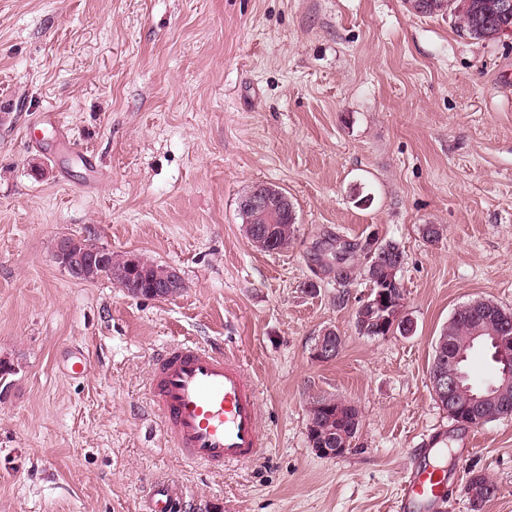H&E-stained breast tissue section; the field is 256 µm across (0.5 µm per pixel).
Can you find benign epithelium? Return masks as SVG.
<instances>
[{
    "instance_id": "obj_1",
    "label": "benign epithelium",
    "mask_w": 512,
    "mask_h": 512,
    "mask_svg": "<svg viewBox=\"0 0 512 512\" xmlns=\"http://www.w3.org/2000/svg\"><path fill=\"white\" fill-rule=\"evenodd\" d=\"M247 208L264 212L286 211L292 207L288 195L278 192L267 184L253 187L246 199ZM108 255V248L104 247L97 252L83 257L74 251V244L67 238L60 241L54 262L62 268L72 279L83 281L103 263ZM128 275L137 278L138 282L150 284L149 296L155 299H164L171 296L182 287V275L176 268H171L168 274L160 279L146 277L142 271L138 256L128 255ZM404 305V301L396 298L388 288L369 290L361 299L360 310H370L373 313L388 312V315L379 319V329H388L395 334L398 325L397 312ZM488 345L494 350L502 367L493 383L482 389H475L466 382V377L459 371H448L444 359L436 357L430 385L437 401H444L464 413L472 423H483L488 419L485 410L497 405L504 412H512V399L509 390L512 389V326L507 324L494 330L478 325L476 335L471 337L470 347ZM340 351V339L324 331L315 339L312 347V358L325 363L336 358ZM314 452L323 458H337L347 452L345 444L336 442V436L329 432L324 436L321 446Z\"/></svg>"
}]
</instances>
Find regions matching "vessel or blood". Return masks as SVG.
Segmentation results:
<instances>
[{
  "instance_id": "vessel-or-blood-1",
  "label": "vessel or blood",
  "mask_w": 512,
  "mask_h": 512,
  "mask_svg": "<svg viewBox=\"0 0 512 512\" xmlns=\"http://www.w3.org/2000/svg\"><path fill=\"white\" fill-rule=\"evenodd\" d=\"M149 403L168 444L189 463L244 465L265 446L256 385L242 362L222 351L193 341L166 346L152 364ZM447 489V476L436 465L420 467L405 478L395 512L435 505ZM179 498L174 486L155 484L146 512H174Z\"/></svg>"
}]
</instances>
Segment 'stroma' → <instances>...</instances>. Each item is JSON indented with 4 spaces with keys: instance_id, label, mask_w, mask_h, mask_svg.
I'll use <instances>...</instances> for the list:
<instances>
[{
    "instance_id": "35a3bbf8",
    "label": "stroma",
    "mask_w": 512,
    "mask_h": 512,
    "mask_svg": "<svg viewBox=\"0 0 512 512\" xmlns=\"http://www.w3.org/2000/svg\"><path fill=\"white\" fill-rule=\"evenodd\" d=\"M258 183L295 207L288 249L246 236L237 203ZM64 234L176 266L186 288L73 280L50 253ZM331 236L400 244L411 335L358 333L363 261L340 286ZM476 299L512 310V34L465 38L404 0H0V356L19 366L0 512H143L157 480L175 512H393L429 437L453 475L433 512H512V416L459 425L429 383L442 328ZM328 328L343 346L318 363ZM185 340L257 379L256 461L210 472L166 445L149 371ZM319 395L361 413L334 459L307 443ZM471 470L497 488L477 510Z\"/></svg>"
}]
</instances>
